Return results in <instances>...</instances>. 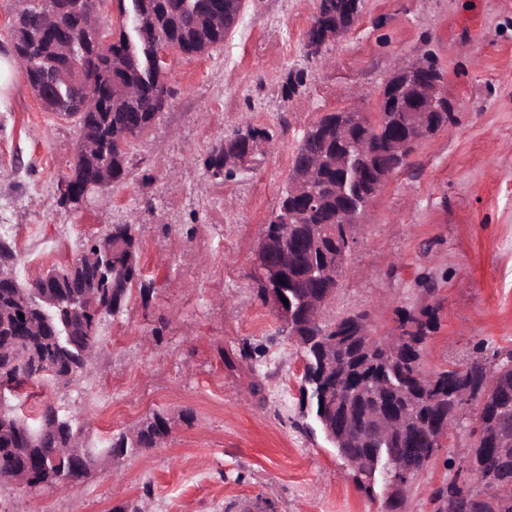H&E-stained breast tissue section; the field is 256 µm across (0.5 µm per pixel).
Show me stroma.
Wrapping results in <instances>:
<instances>
[{
    "mask_svg": "<svg viewBox=\"0 0 512 512\" xmlns=\"http://www.w3.org/2000/svg\"><path fill=\"white\" fill-rule=\"evenodd\" d=\"M317 6L248 0L224 44L194 58L168 51L170 107L131 141L125 181L75 207L57 189L74 164L75 121L44 111L21 71L0 91V240L14 250L0 272L33 283L131 224L151 286L102 318L76 381L25 386L16 403L31 419L55 405L93 445L155 411L173 420L162 447L67 490L2 492L0 512H381L382 491L357 487L302 399L303 353L261 300L254 257L304 133L328 112L375 116L385 80L426 52L455 120L387 178L322 319L366 309L371 335L395 336L402 314L434 308L429 374L468 362L480 343L512 349V0H361L321 64L304 50ZM247 127L267 133L254 161L210 177V151ZM468 448L466 428L443 439L406 512H432V490Z\"/></svg>",
    "mask_w": 512,
    "mask_h": 512,
    "instance_id": "35a3bbf8",
    "label": "stroma"
}]
</instances>
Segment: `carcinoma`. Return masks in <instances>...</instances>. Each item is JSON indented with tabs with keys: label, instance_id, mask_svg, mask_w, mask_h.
<instances>
[{
	"label": "carcinoma",
	"instance_id": "carcinoma-1",
	"mask_svg": "<svg viewBox=\"0 0 512 512\" xmlns=\"http://www.w3.org/2000/svg\"><path fill=\"white\" fill-rule=\"evenodd\" d=\"M7 32L15 61L22 62L27 83L42 109L78 119L81 140L72 172L60 179L75 186L88 175L107 179L108 185L123 182L129 172L130 141L158 117L154 102L171 95L163 77L157 51L176 47L194 56L224 43L235 22L230 0H118L120 16L130 24L119 35L101 27L94 17L96 0H66L70 35L68 47L54 42L45 24L49 12L45 0H23ZM361 0H323L326 22L348 24ZM350 121V113L324 114L308 129L304 145L297 147L290 170L315 159L323 161L307 194L312 206L301 222L283 220L288 193H283L276 214L265 233L273 260L288 264L283 281L259 278L260 297L274 290L299 314V335L294 340L303 350V389L317 424H322L332 405L356 416L358 428L344 441L332 444L343 459L363 463L352 468L358 488L374 492L376 475L391 485L396 456L413 466L416 478L434 455L436 442L429 439L432 423L448 417L451 427L471 419L472 438L463 479L435 488L431 501L435 512H458L455 504L465 495L474 497L480 485L493 479L499 493L486 512H512V350H497L487 357L477 348L484 366L493 362L501 375L494 392L483 395L482 367L445 370L435 374L437 384L420 383L414 369L421 365L427 333L433 329L434 309L420 315L406 313L399 319L401 335L394 344L379 341L373 353L354 339L364 329L363 315L356 313L334 324L311 322L301 315L304 298L313 290L308 273L336 260L340 242L333 231L342 227L343 215L361 205L371 185L407 161L387 154L393 138L406 130L409 112H385L373 135L375 155L358 158L355 143L336 139V119ZM255 130H237L216 145L205 160L206 172L224 178L222 164L233 163ZM86 252L96 256L97 293L82 296L78 282L87 273L74 264L47 272L61 288L50 305L39 296L35 281L29 286L0 288V474L14 473L24 458L43 462L42 470L28 485L63 486L68 473V453L79 451L104 465L118 456L147 450L163 442L171 432L170 419L160 411L139 422L129 435L121 434L103 448L85 444L72 419L53 405H46L35 423L20 414L10 398L28 383L48 378L57 382L68 376L73 382L97 350L101 317L118 311L134 284L147 293L142 281L140 244L132 224H114L94 239ZM333 349L344 372L345 391L338 393L324 377V355Z\"/></svg>",
	"mask_w": 512,
	"mask_h": 512
}]
</instances>
